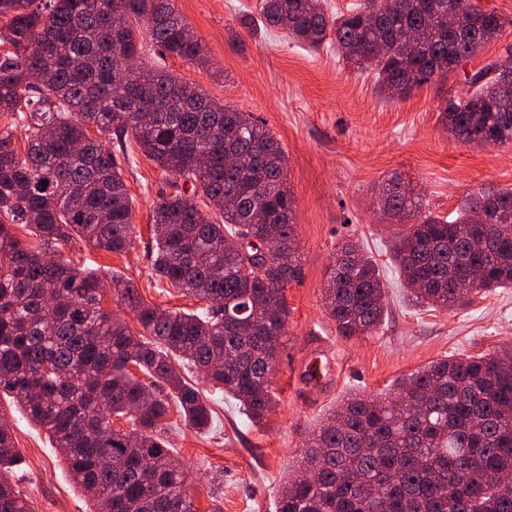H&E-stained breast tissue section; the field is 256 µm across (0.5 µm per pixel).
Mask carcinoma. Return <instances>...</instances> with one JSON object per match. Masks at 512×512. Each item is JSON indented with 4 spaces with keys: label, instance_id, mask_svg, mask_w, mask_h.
I'll list each match as a JSON object with an SVG mask.
<instances>
[{
    "label": "carcinoma",
    "instance_id": "carcinoma-1",
    "mask_svg": "<svg viewBox=\"0 0 512 512\" xmlns=\"http://www.w3.org/2000/svg\"><path fill=\"white\" fill-rule=\"evenodd\" d=\"M453 2L390 0L376 13L363 2L336 15L321 0L258 7L264 26L313 48L330 39L345 62L375 68L390 98L457 77L441 109L448 132L462 144H512V43L480 78L460 72L512 20L474 4L469 25L450 32ZM143 28L160 56L206 63L173 0H0V392L64 450L95 505L195 512L187 469L161 433L174 408L199 432L213 416L175 363L236 400L255 425L273 411L269 359L285 343V290L302 276L297 255L276 259V245L295 241V199L280 142L251 113L158 65L128 70L143 53ZM379 40L388 49L375 57ZM17 127L26 131L21 147ZM130 136L175 178L153 210L155 278L206 303L164 310L114 275L112 296L133 327L103 306L101 275L56 252L75 235L110 253L132 246V197L104 144ZM228 153L238 164L225 163ZM378 206L393 223L416 220L392 254L414 303L464 305L458 280L470 268L482 271L476 293L512 288V190L470 194L450 220L393 180ZM479 209L488 223H473ZM234 240L268 247L267 264L247 270ZM384 293L375 263L343 244L323 291L339 335H372ZM16 458L0 423V512H30L8 479ZM511 474L508 348L434 361L384 398L347 395L308 433L275 512H512V485L494 482Z\"/></svg>",
    "mask_w": 512,
    "mask_h": 512
}]
</instances>
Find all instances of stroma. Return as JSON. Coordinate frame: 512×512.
I'll use <instances>...</instances> for the list:
<instances>
[{"mask_svg": "<svg viewBox=\"0 0 512 512\" xmlns=\"http://www.w3.org/2000/svg\"><path fill=\"white\" fill-rule=\"evenodd\" d=\"M209 63L158 60L217 103L252 113L280 140L295 199L296 251L302 278L289 284L285 344L272 389L275 408L252 425L234 401L214 392L212 431L170 429L171 449L192 479L197 512H275L280 486L302 451L307 432L350 392L378 396L399 378L445 357L461 358L512 346V288L472 295L448 310L409 302L391 260L405 225L383 219L378 188L397 175L427 207L454 216L481 188L512 190V145L457 143L439 122L444 90L425 85L389 100L375 90L372 70L338 59L335 45L312 49L284 33L249 28L258 0H175ZM121 166L133 199L135 240L122 254L74 239L60 252L103 278L131 279L161 308L192 312L197 300L152 277L151 214L170 177L127 140ZM357 243L378 266L385 288L382 326L371 336H339L322 298L338 247ZM0 416L10 424L19 457L10 480L31 512H90L59 449L8 396Z\"/></svg>", "mask_w": 512, "mask_h": 512, "instance_id": "stroma-1", "label": "stroma"}]
</instances>
